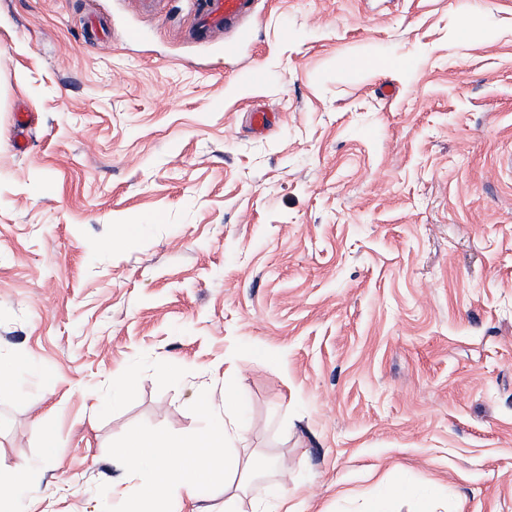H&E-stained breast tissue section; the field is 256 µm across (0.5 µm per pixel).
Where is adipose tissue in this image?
<instances>
[{"label":"adipose tissue","instance_id":"adipose-tissue-1","mask_svg":"<svg viewBox=\"0 0 512 512\" xmlns=\"http://www.w3.org/2000/svg\"><path fill=\"white\" fill-rule=\"evenodd\" d=\"M237 406V394L228 389L223 416L213 418L202 433L138 434L117 444L112 456L123 467L120 493L130 504L128 512H179L183 499L215 484L224 489L225 508H232L252 469L237 453L249 433Z\"/></svg>","mask_w":512,"mask_h":512}]
</instances>
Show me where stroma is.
I'll use <instances>...</instances> for the list:
<instances>
[{
	"label": "stroma",
	"instance_id": "obj_1",
	"mask_svg": "<svg viewBox=\"0 0 512 512\" xmlns=\"http://www.w3.org/2000/svg\"><path fill=\"white\" fill-rule=\"evenodd\" d=\"M188 8L0 0L19 512H113L228 387L238 512H512V0H260L233 55Z\"/></svg>",
	"mask_w": 512,
	"mask_h": 512
}]
</instances>
